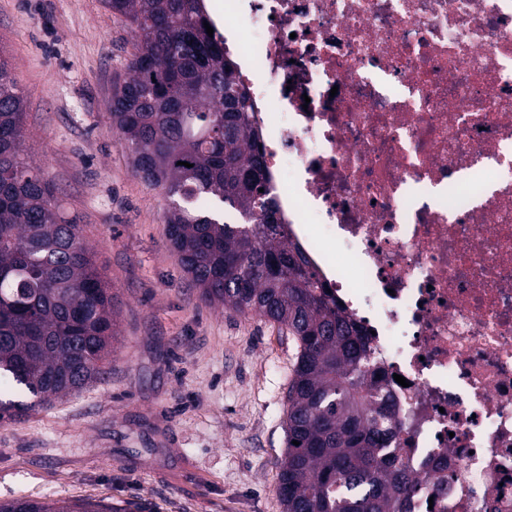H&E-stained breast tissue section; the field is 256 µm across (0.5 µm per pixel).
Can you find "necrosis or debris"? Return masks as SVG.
Wrapping results in <instances>:
<instances>
[{"mask_svg": "<svg viewBox=\"0 0 512 512\" xmlns=\"http://www.w3.org/2000/svg\"><path fill=\"white\" fill-rule=\"evenodd\" d=\"M277 216L361 323L408 512H512V0H224Z\"/></svg>", "mask_w": 512, "mask_h": 512, "instance_id": "1", "label": "necrosis or debris"}]
</instances>
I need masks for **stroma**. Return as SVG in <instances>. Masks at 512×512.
<instances>
[{
	"instance_id": "35a3bbf8",
	"label": "stroma",
	"mask_w": 512,
	"mask_h": 512,
	"mask_svg": "<svg viewBox=\"0 0 512 512\" xmlns=\"http://www.w3.org/2000/svg\"><path fill=\"white\" fill-rule=\"evenodd\" d=\"M135 51L102 0H0L29 161L95 251L118 325L101 381L0 423V499L283 512L296 343L274 322L204 303L172 251L169 201L135 174L106 118Z\"/></svg>"
}]
</instances>
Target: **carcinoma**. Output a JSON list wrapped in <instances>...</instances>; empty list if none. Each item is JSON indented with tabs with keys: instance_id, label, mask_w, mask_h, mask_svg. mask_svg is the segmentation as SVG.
Wrapping results in <instances>:
<instances>
[{
	"instance_id": "carcinoma-1",
	"label": "carcinoma",
	"mask_w": 512,
	"mask_h": 512,
	"mask_svg": "<svg viewBox=\"0 0 512 512\" xmlns=\"http://www.w3.org/2000/svg\"><path fill=\"white\" fill-rule=\"evenodd\" d=\"M136 39L116 84L110 126L134 171L171 200L168 240L208 304L288 329L283 512H407L412 478L379 449L397 424L380 381L363 370L357 324L288 238L264 191V153L246 91L200 0H103ZM24 100L0 58V423L99 380L116 336L112 288L51 181L28 163ZM192 167L187 168L183 163ZM298 444H293V441ZM0 512H123L92 499L0 500Z\"/></svg>"
}]
</instances>
